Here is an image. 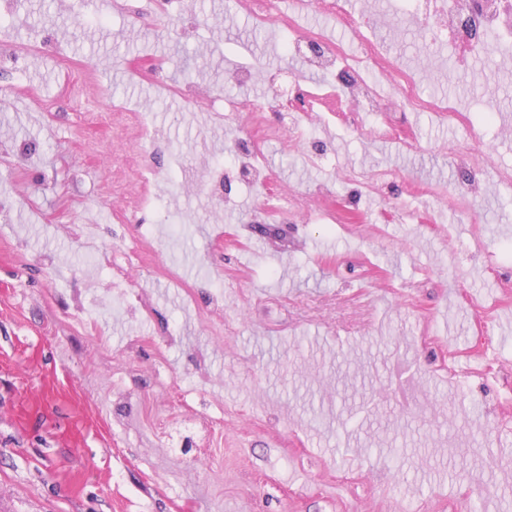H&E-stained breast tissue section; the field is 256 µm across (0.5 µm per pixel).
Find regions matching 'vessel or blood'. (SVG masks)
<instances>
[{
	"label": "vessel or blood",
	"instance_id": "1",
	"mask_svg": "<svg viewBox=\"0 0 512 512\" xmlns=\"http://www.w3.org/2000/svg\"><path fill=\"white\" fill-rule=\"evenodd\" d=\"M9 369L19 379L14 401L17 429L28 430L36 419L45 415L65 413L63 426L54 429L52 438L75 451L108 432L106 416L101 410L89 409L78 384L62 379L57 368L44 363L41 344L20 343Z\"/></svg>",
	"mask_w": 512,
	"mask_h": 512
}]
</instances>
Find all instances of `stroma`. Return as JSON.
I'll use <instances>...</instances> for the list:
<instances>
[{"instance_id":"35a3bbf8","label":"stroma","mask_w":512,"mask_h":512,"mask_svg":"<svg viewBox=\"0 0 512 512\" xmlns=\"http://www.w3.org/2000/svg\"><path fill=\"white\" fill-rule=\"evenodd\" d=\"M351 2L420 95L470 121L356 116L329 95L265 147L310 195L266 224L264 194L208 168L235 169L253 130L220 117L243 91L232 66L286 72L248 86L261 101L326 84L286 56L287 25L235 0H0V352L44 339L112 429L70 498L51 475L70 450L14 429L0 373V512H512V56L451 62L395 0ZM150 55L170 61L163 84L129 74ZM358 119L424 148L364 139ZM145 167L193 189L145 205ZM381 170L394 179L366 189ZM130 247L137 269L105 263Z\"/></svg>"}]
</instances>
